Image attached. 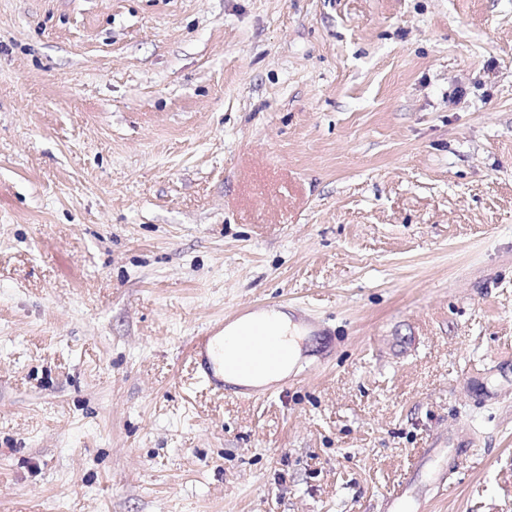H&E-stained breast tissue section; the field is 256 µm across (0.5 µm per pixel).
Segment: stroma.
Masks as SVG:
<instances>
[{"mask_svg": "<svg viewBox=\"0 0 512 512\" xmlns=\"http://www.w3.org/2000/svg\"><path fill=\"white\" fill-rule=\"evenodd\" d=\"M263 300L332 360L208 391L190 340ZM409 478L512 512V0H0V512Z\"/></svg>", "mask_w": 512, "mask_h": 512, "instance_id": "stroma-1", "label": "stroma"}]
</instances>
